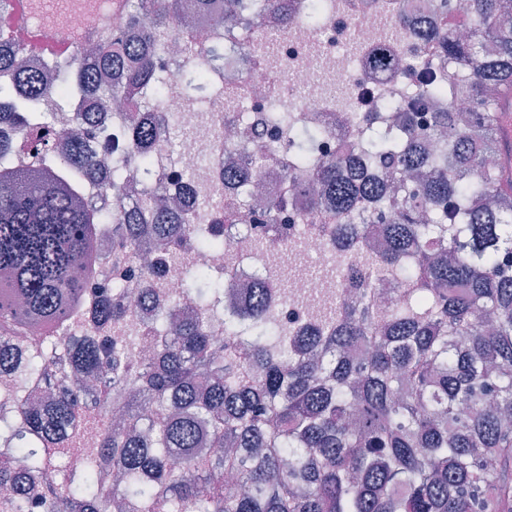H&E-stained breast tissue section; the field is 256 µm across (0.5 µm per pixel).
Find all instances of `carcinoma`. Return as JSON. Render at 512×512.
Segmentation results:
<instances>
[{
  "mask_svg": "<svg viewBox=\"0 0 512 512\" xmlns=\"http://www.w3.org/2000/svg\"><path fill=\"white\" fill-rule=\"evenodd\" d=\"M288 23L292 0H231L215 26L249 25L255 2ZM213 0H125L112 37L67 72L29 71L22 49L0 41V153L32 147L0 168V512H512V150L497 103L512 87V0H457L471 24L427 44L458 63L463 80L428 69L402 112H368L352 153L385 175L351 178L353 159L320 154L309 133L273 107L267 123L292 151L284 188L242 214L223 189L165 198L152 149L179 127L158 109L177 88L199 111L197 133L224 102L217 46L202 51L192 18ZM365 53L384 76L401 28L385 15ZM181 42L170 66L160 52ZM448 96L422 127L418 112ZM463 100L470 112L455 111ZM124 111L80 134L81 113ZM149 184L126 211V173ZM242 193L255 182L231 165ZM88 188L117 204L83 207ZM346 240L325 295L301 300L298 326L280 317L290 255L302 246L288 221ZM264 224L256 256L276 278L237 299L231 284L193 267L190 251L224 253L223 225ZM385 248L364 242L375 230ZM108 235L112 253L91 240ZM161 249L144 270V247ZM196 304L146 327L135 309L174 307L169 273ZM399 299L378 298L386 279ZM224 325L214 335L213 319ZM228 446L204 456V440Z\"/></svg>",
  "mask_w": 512,
  "mask_h": 512,
  "instance_id": "obj_1",
  "label": "carcinoma"
}]
</instances>
